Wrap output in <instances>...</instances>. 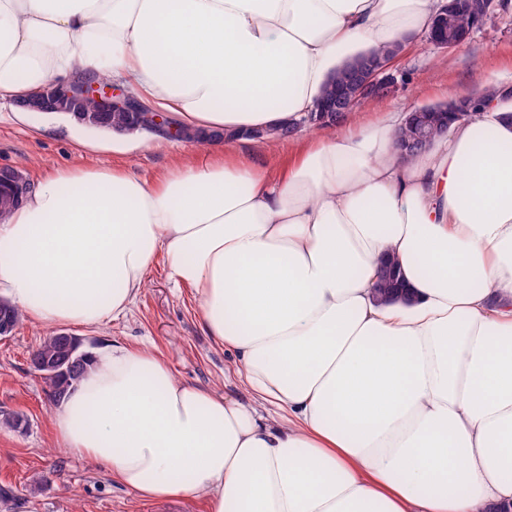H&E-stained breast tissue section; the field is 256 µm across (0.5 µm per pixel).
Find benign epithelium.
Listing matches in <instances>:
<instances>
[{"instance_id": "7a95c632", "label": "benign epithelium", "mask_w": 512, "mask_h": 512, "mask_svg": "<svg viewBox=\"0 0 512 512\" xmlns=\"http://www.w3.org/2000/svg\"><path fill=\"white\" fill-rule=\"evenodd\" d=\"M469 7V0H444L442 8L426 33L427 43L435 49H457L465 43L470 34L453 28L451 20L457 14L469 10ZM393 63L394 60L390 59L378 63L366 61L357 64L348 85L336 95V99L322 101L317 112H351L364 99L376 93L391 92L395 86V78L390 73ZM63 99L78 107L92 100L97 104L99 112H130L139 119H145L155 133L170 137L181 135L179 125L171 116L154 112L148 104L114 83L100 85L81 78L40 91L22 100V105L32 110L46 112L54 103ZM408 123L416 128L418 138L425 143L432 139L433 134L442 135L448 129L443 112H413L408 118Z\"/></svg>"}]
</instances>
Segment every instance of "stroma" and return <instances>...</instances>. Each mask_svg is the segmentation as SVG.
<instances>
[{
	"mask_svg": "<svg viewBox=\"0 0 512 512\" xmlns=\"http://www.w3.org/2000/svg\"><path fill=\"white\" fill-rule=\"evenodd\" d=\"M398 91L386 107L415 108L445 102L453 94L478 90L492 74H512V12L498 14L476 30L460 49L443 51L416 39L394 63ZM196 142L171 138L158 144L143 137L138 147L113 145L101 130H74L61 113L37 112L27 120L0 111V169L21 170L38 183L57 169L129 167L153 180L191 156ZM85 350L119 342L154 350L176 379L204 388L224 390L248 400L232 357L214 344L190 287L169 275L165 256H158L147 282L128 313L96 328L73 326ZM45 328L23 320L11 335L0 338V512H204L201 500L184 498L147 501L112 481L105 472L63 448L55 438V410L30 356L44 340ZM23 416L22 429L6 427L9 415Z\"/></svg>",
	"mask_w": 512,
	"mask_h": 512,
	"instance_id": "35a3bbf8",
	"label": "stroma"
}]
</instances>
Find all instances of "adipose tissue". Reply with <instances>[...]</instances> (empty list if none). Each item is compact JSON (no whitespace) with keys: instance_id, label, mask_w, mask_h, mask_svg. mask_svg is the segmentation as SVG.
<instances>
[{"instance_id":"1","label":"adipose tissue","mask_w":512,"mask_h":512,"mask_svg":"<svg viewBox=\"0 0 512 512\" xmlns=\"http://www.w3.org/2000/svg\"><path fill=\"white\" fill-rule=\"evenodd\" d=\"M441 0H0V101L107 77L225 142L147 181L65 167L0 222V286L47 329L124 316L158 254L252 401L115 343L52 419L140 498L206 512H512V100L421 154L405 112L349 116L261 161L359 49ZM408 299L376 294L386 258Z\"/></svg>"}]
</instances>
